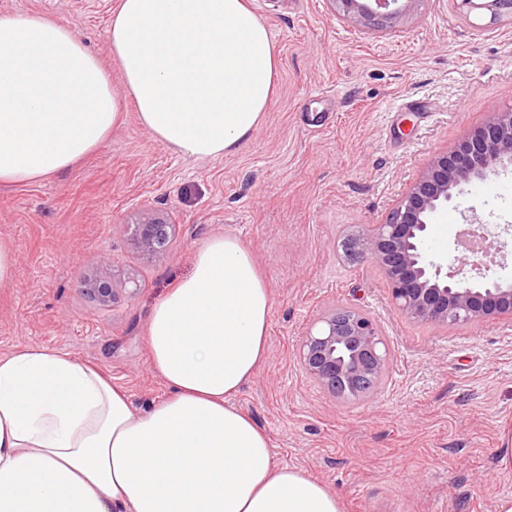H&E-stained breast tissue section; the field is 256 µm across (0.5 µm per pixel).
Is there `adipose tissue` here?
<instances>
[{
  "label": "adipose tissue",
  "mask_w": 512,
  "mask_h": 512,
  "mask_svg": "<svg viewBox=\"0 0 512 512\" xmlns=\"http://www.w3.org/2000/svg\"><path fill=\"white\" fill-rule=\"evenodd\" d=\"M109 41L113 71L66 24L0 15V187L70 169L129 98L155 142L196 159L235 152L273 101L278 55L248 0H117ZM271 307L251 253L210 238L152 307L145 343L169 394L143 412L55 349L1 355L0 512H340L230 402L266 355Z\"/></svg>",
  "instance_id": "1"
}]
</instances>
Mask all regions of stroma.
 <instances>
[{"mask_svg":"<svg viewBox=\"0 0 512 512\" xmlns=\"http://www.w3.org/2000/svg\"><path fill=\"white\" fill-rule=\"evenodd\" d=\"M274 38L279 79L254 135L201 160L153 141L134 108L70 170L0 188V243L17 272L0 285V354L46 346L92 364L135 407L163 400L144 342L154 303L192 268L211 237L252 253L272 299L267 354L232 398L270 438L277 465L336 494L341 512H496L512 496V322L472 328L414 323L391 302L383 272L351 260L348 234L384 223L437 153L491 112L512 110V21L453 0H417L398 24L366 29L330 0H249ZM116 0H0L1 14H40L74 28L110 61ZM426 109L408 112L405 101ZM495 194L481 182L449 203L424 243L460 270V231L487 225L489 268L512 282V167ZM145 209L171 217L163 257L129 241ZM110 262L114 297L80 286ZM137 273L140 290L123 289ZM371 315L391 361L355 403L335 400L299 367L306 327L333 307Z\"/></svg>","mask_w":512,"mask_h":512,"instance_id":"stroma-1","label":"stroma"}]
</instances>
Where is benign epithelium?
Instances as JSON below:
<instances>
[{"mask_svg":"<svg viewBox=\"0 0 512 512\" xmlns=\"http://www.w3.org/2000/svg\"><path fill=\"white\" fill-rule=\"evenodd\" d=\"M338 14L364 28H382L410 13L417 0H329ZM484 8L494 18L512 20V0H455ZM512 166V112H493L481 126L465 134L450 150L437 154L409 186L383 224L349 239L355 256L385 275L391 300L408 319L438 327L475 326L488 318L512 316V284L491 279L488 265L472 263L481 283L458 278L427 260L423 242L428 225L448 209L463 187ZM173 224L152 210L130 225L132 247L148 258L169 248ZM109 267L83 282L101 304L110 301ZM297 363L328 394L360 400L387 373L390 354L376 321L354 307L324 313L303 335Z\"/></svg>","mask_w":512,"mask_h":512,"instance_id":"1","label":"benign epithelium"}]
</instances>
